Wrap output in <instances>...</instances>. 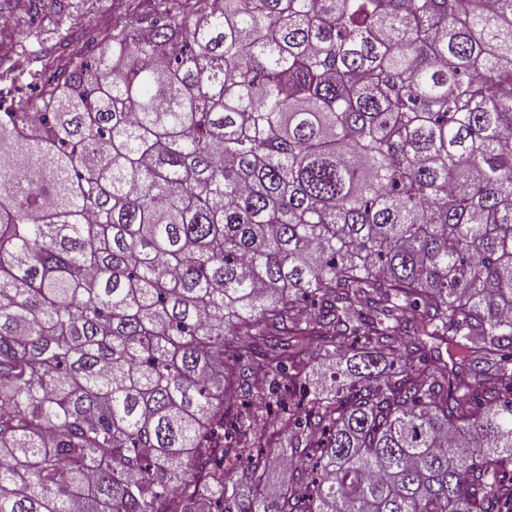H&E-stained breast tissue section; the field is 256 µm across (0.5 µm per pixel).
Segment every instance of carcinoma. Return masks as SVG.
<instances>
[{
  "label": "carcinoma",
  "mask_w": 512,
  "mask_h": 512,
  "mask_svg": "<svg viewBox=\"0 0 512 512\" xmlns=\"http://www.w3.org/2000/svg\"><path fill=\"white\" fill-rule=\"evenodd\" d=\"M37 98L0 512H512V0H150ZM296 394L284 454L253 405ZM318 352H319L318 349H316V348L312 349V351L310 353V363H309L308 367L306 368V370L301 375L302 383H304L305 378H307L309 375H311L313 368L316 369L319 364H324V370H326V369L327 370H326L325 376L321 377L317 380L319 383V387L323 388L324 390H330L331 388L333 389L334 385H336V383L333 381V379H331L330 375L334 371L332 368L337 367L336 360L338 362L339 359H336V357H334V356L326 355V356H323V359L318 360L316 358Z\"/></svg>",
  "instance_id": "cac0c4a2"
}]
</instances>
